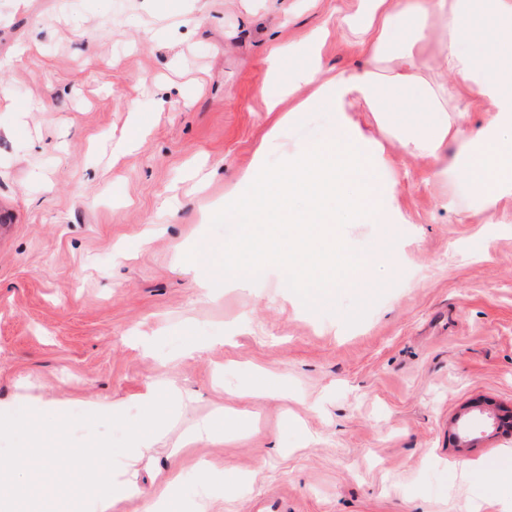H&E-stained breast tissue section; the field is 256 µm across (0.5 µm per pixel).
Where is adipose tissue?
Masks as SVG:
<instances>
[{
  "mask_svg": "<svg viewBox=\"0 0 512 512\" xmlns=\"http://www.w3.org/2000/svg\"><path fill=\"white\" fill-rule=\"evenodd\" d=\"M358 27L361 54L372 69L326 75L320 54L322 31L308 42L268 56L261 88L268 111L304 85L313 93L295 107L335 112L336 121L320 140L305 142L288 158L285 172L266 168V145L255 166L224 196V218L245 228L225 245L224 260L209 266L201 283L206 294L246 288L278 270L309 308L332 304L340 290L368 292L380 267L393 266L395 239L382 233L360 251L335 240L333 251L302 248L280 263L270 255V239L253 226H297L310 238L338 224H395L394 190L383 183L381 141L365 139L347 108L364 103L402 148L442 165L441 175L461 173L472 196L486 209L512 191V0H371ZM437 41L454 79L438 83L426 76L423 49ZM494 105L479 129L468 125L471 94ZM301 197L300 206L289 203Z\"/></svg>",
  "mask_w": 512,
  "mask_h": 512,
  "instance_id": "adipose-tissue-1",
  "label": "adipose tissue"
}]
</instances>
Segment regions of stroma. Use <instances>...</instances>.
<instances>
[{
  "label": "stroma",
  "mask_w": 512,
  "mask_h": 512,
  "mask_svg": "<svg viewBox=\"0 0 512 512\" xmlns=\"http://www.w3.org/2000/svg\"><path fill=\"white\" fill-rule=\"evenodd\" d=\"M357 8L0 0V406L25 394L80 415L112 400L135 418L138 396L167 376L191 399L137 468L142 501L174 472L177 512L202 500L207 512H466L474 499L504 512L512 500L492 467L512 429L463 452L450 443L472 402L512 412V193L485 210L390 141L404 221L396 266L369 299L347 289L311 311L279 276L209 297L197 285L239 233L224 193L262 139L276 135V169L335 120L315 110L279 123L308 87L267 112V55L323 27L325 67L362 69L357 35L338 23ZM188 328L200 350L186 351ZM220 408L255 429L174 454ZM466 465L480 475L465 479Z\"/></svg>",
  "instance_id": "35a3bbf8"
}]
</instances>
